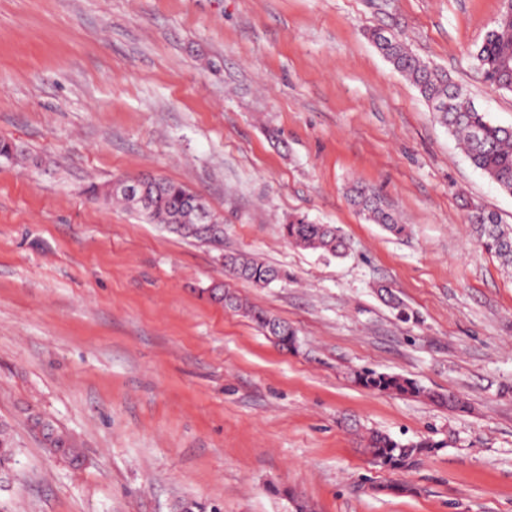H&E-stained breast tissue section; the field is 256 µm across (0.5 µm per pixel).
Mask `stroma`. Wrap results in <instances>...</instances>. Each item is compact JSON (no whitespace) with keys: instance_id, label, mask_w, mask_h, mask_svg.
<instances>
[{"instance_id":"stroma-1","label":"stroma","mask_w":512,"mask_h":512,"mask_svg":"<svg viewBox=\"0 0 512 512\" xmlns=\"http://www.w3.org/2000/svg\"><path fill=\"white\" fill-rule=\"evenodd\" d=\"M503 0H0V424L17 451L0 512H512V273L469 213L512 224L369 38L402 34L512 126V92L471 55ZM146 174L201 194L216 251L90 185ZM380 188L408 222H366L345 188ZM339 227L342 259L288 242V217ZM244 252L291 279L232 288L285 320L286 351L204 295ZM393 289L401 320L377 294ZM374 370L466 408L373 392ZM83 448L48 454L28 417ZM433 437L414 468L363 436Z\"/></svg>"}]
</instances>
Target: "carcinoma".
<instances>
[{
  "instance_id": "cac0c4a2",
  "label": "carcinoma",
  "mask_w": 512,
  "mask_h": 512,
  "mask_svg": "<svg viewBox=\"0 0 512 512\" xmlns=\"http://www.w3.org/2000/svg\"><path fill=\"white\" fill-rule=\"evenodd\" d=\"M371 40L393 70L407 78L431 108L436 121L458 138L470 164L494 182L500 190L512 194V128L491 121L488 113L476 107L466 90L448 79V73L415 55L403 39L392 32L376 29ZM475 67L484 82L497 90L512 91V12L503 9L472 54ZM148 204L137 213L147 222L161 224L169 231L179 224L178 235L199 243L218 246L221 231H213L195 223L191 201L199 195L181 183L155 177L144 184ZM347 198L356 211L369 223L379 224L388 233L400 237L407 225L377 189L361 183L347 188ZM485 251L499 259L501 265L512 271V225L504 224L490 211L472 212L468 216ZM288 241L303 249L319 251L340 258L347 255L349 246L341 230L332 224H317L307 216L288 219L282 225ZM225 270L234 278L264 288L275 282H286L288 270L266 264L247 253L224 256ZM208 294L224 295V309L249 317L266 336L277 337L276 343L284 349L295 347L294 331L287 322L263 309L250 305L234 289L217 284L206 289ZM368 389L393 394H412L431 399L450 410H461L463 402L450 393L434 395L418 383L386 373L360 372L355 374ZM34 427L46 426L54 432L44 443L48 453H60L72 463L82 458V449L57 431L54 424L40 416L31 418ZM438 444L427 439L400 441L388 434L373 432L367 440L366 451L373 462L389 471L401 472L415 466ZM13 448L6 431L0 425V468L15 461Z\"/></svg>"
}]
</instances>
